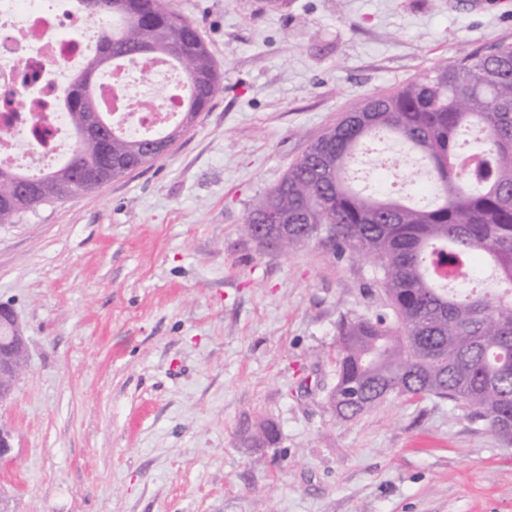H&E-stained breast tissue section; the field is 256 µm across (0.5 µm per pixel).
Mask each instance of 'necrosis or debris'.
<instances>
[{"label": "necrosis or debris", "mask_w": 512, "mask_h": 512, "mask_svg": "<svg viewBox=\"0 0 512 512\" xmlns=\"http://www.w3.org/2000/svg\"><path fill=\"white\" fill-rule=\"evenodd\" d=\"M101 23L76 17L70 0L57 10L43 0H0V164L14 168L49 165L70 150L62 109L72 74L95 53ZM146 82L118 68L98 84L106 111L121 116L129 133L164 126L176 116L179 84L159 94L154 78L168 79L167 60L142 64Z\"/></svg>", "instance_id": "necrosis-or-debris-1"}]
</instances>
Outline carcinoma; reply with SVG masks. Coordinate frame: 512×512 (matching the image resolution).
<instances>
[{"label": "carcinoma", "mask_w": 512, "mask_h": 512, "mask_svg": "<svg viewBox=\"0 0 512 512\" xmlns=\"http://www.w3.org/2000/svg\"><path fill=\"white\" fill-rule=\"evenodd\" d=\"M96 54L103 66H135L165 57L185 78V106L193 116L223 91L217 67L194 24L172 0H112ZM95 82L80 72L65 108L81 127ZM107 139L76 138L70 157L48 171L17 174L33 180L67 175L101 156L130 157L167 131L132 135L117 122ZM386 141L417 154L433 200L408 204L392 195H363L347 183L350 162L363 147ZM475 162L471 178L458 164ZM276 210L287 216L288 250L321 239L342 253L369 259L392 316L340 324L336 407L354 418L387 396L434 395L479 409L496 435L512 427V44L488 54L468 52L399 90L365 98L344 113L249 211L245 228ZM487 257L493 284L461 276L475 255ZM357 386L363 404L343 400Z\"/></svg>", "instance_id": "cac0c4a2"}]
</instances>
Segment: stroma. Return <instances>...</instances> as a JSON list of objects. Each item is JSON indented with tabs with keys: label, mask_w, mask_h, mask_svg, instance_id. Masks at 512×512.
I'll list each match as a JSON object with an SVG mask.
<instances>
[{
	"label": "stroma",
	"mask_w": 512,
	"mask_h": 512,
	"mask_svg": "<svg viewBox=\"0 0 512 512\" xmlns=\"http://www.w3.org/2000/svg\"><path fill=\"white\" fill-rule=\"evenodd\" d=\"M224 91L167 154L0 224L28 360L0 427L12 512H512V443L476 409L333 412L341 322L388 312L372 264L245 230L354 102L512 43V0H173ZM275 443L247 437L264 420Z\"/></svg>",
	"instance_id": "35a3bbf8"
}]
</instances>
